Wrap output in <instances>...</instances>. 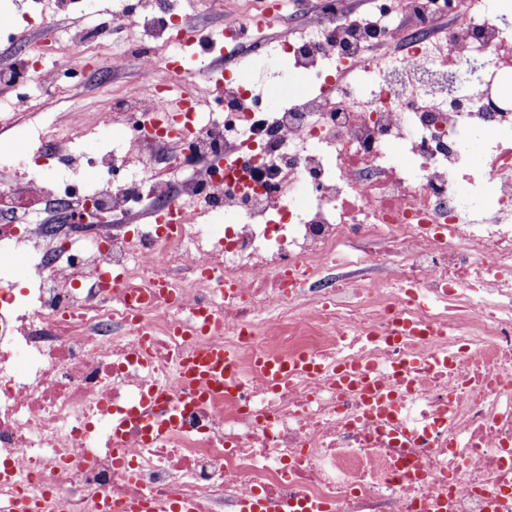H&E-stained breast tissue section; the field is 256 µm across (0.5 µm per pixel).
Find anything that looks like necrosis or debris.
<instances>
[{"label":"necrosis or debris","instance_id":"4bbe7bcc","mask_svg":"<svg viewBox=\"0 0 512 512\" xmlns=\"http://www.w3.org/2000/svg\"><path fill=\"white\" fill-rule=\"evenodd\" d=\"M407 2L398 27L392 0L373 26L321 0L282 44L319 93L259 112L228 69L213 90L220 118L191 103L155 117L181 90L176 51L191 33L179 16L122 5L101 19V41L131 20L146 29L133 60L151 94L99 114L128 149L102 157L93 188L34 165L23 193L48 218L0 211V496L45 497L49 512L173 497L246 512L256 494L328 512H512V110L485 107L512 82L500 57L512 23L489 0ZM445 13L456 21L444 28ZM69 45L29 47L10 70L15 100L111 75L110 56L75 66L84 35ZM475 60L480 84L466 79ZM470 131L489 134L478 169ZM190 154L209 162L184 177ZM61 203L87 224L59 222ZM140 203L151 223H129ZM183 206L224 221H180ZM353 242L365 245L353 265L392 262L393 288L331 276ZM202 313L216 327L186 334ZM205 343L235 351L240 391L189 396L176 363ZM440 352L447 367L432 363ZM301 355L317 372L275 390L255 365ZM342 364L374 370L398 411L336 385ZM159 385L164 413L150 409ZM131 413L176 421L153 441L131 427L128 475L106 425ZM410 462L421 477L401 476Z\"/></svg>","mask_w":512,"mask_h":512}]
</instances>
